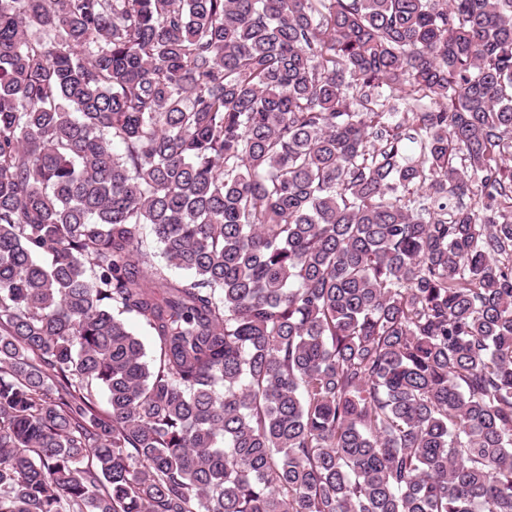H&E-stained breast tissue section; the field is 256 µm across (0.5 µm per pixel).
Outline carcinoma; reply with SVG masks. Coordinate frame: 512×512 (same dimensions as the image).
<instances>
[{
  "instance_id": "obj_1",
  "label": "carcinoma",
  "mask_w": 512,
  "mask_h": 512,
  "mask_svg": "<svg viewBox=\"0 0 512 512\" xmlns=\"http://www.w3.org/2000/svg\"><path fill=\"white\" fill-rule=\"evenodd\" d=\"M0 512H512V0H0Z\"/></svg>"
}]
</instances>
